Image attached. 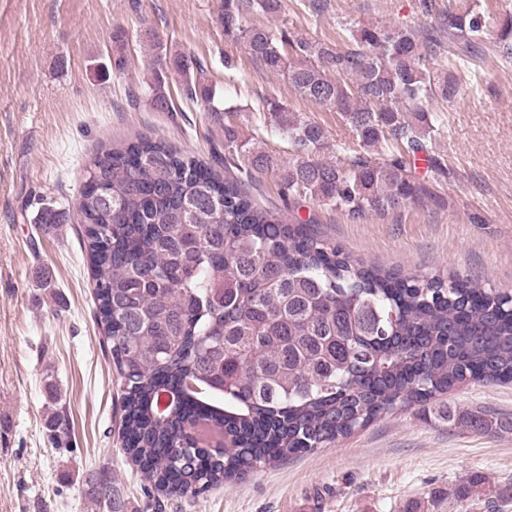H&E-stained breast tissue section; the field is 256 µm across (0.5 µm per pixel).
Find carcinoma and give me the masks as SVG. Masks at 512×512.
<instances>
[{"label":"carcinoma","instance_id":"obj_1","mask_svg":"<svg viewBox=\"0 0 512 512\" xmlns=\"http://www.w3.org/2000/svg\"><path fill=\"white\" fill-rule=\"evenodd\" d=\"M279 8L280 0H222L224 30L300 96L336 109L364 154L321 157L324 129L267 98L293 158L279 163L226 123L224 170L271 171L288 198L351 221L442 206L449 169L427 149L431 105L456 98L487 62H512V18L463 0L429 26L345 28L341 50L254 24ZM143 40L149 78L133 106L175 111L174 72L187 99L224 111L188 56L153 32ZM441 56L447 64L431 69ZM421 153L426 178L417 174ZM77 209L97 323L121 380V451L167 495L199 496L462 384L512 381V295L455 272L368 267L255 204L241 177L222 178L161 140L137 138L95 157ZM442 420L470 434L512 428L482 410L449 409ZM47 426L52 439L68 438L64 412ZM86 484L108 512H123L112 477L94 471Z\"/></svg>","mask_w":512,"mask_h":512}]
</instances>
